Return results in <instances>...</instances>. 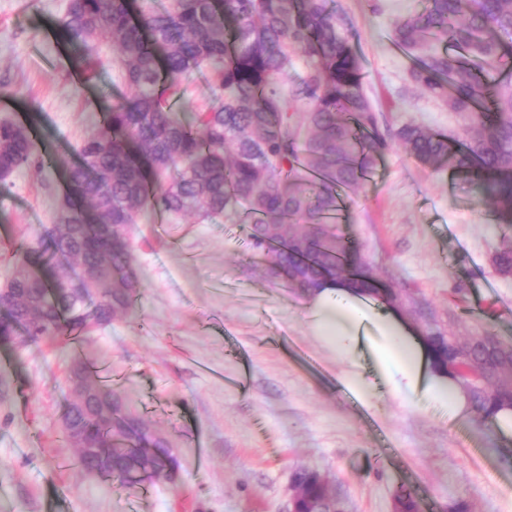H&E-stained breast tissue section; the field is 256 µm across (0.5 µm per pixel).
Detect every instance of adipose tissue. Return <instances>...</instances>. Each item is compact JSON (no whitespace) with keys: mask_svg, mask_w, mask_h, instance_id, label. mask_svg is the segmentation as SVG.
<instances>
[{"mask_svg":"<svg viewBox=\"0 0 512 512\" xmlns=\"http://www.w3.org/2000/svg\"><path fill=\"white\" fill-rule=\"evenodd\" d=\"M304 306L314 335L349 360V386L369 397L376 394L372 383L358 370L356 354L365 341L388 394L412 409L444 403L450 415L463 413L464 397L448 378L432 368L421 339L370 296L330 280L306 298Z\"/></svg>","mask_w":512,"mask_h":512,"instance_id":"obj_1","label":"adipose tissue"}]
</instances>
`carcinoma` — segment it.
I'll list each match as a JSON object with an SVG mask.
<instances>
[{
  "label": "carcinoma",
  "mask_w": 512,
  "mask_h": 512,
  "mask_svg": "<svg viewBox=\"0 0 512 512\" xmlns=\"http://www.w3.org/2000/svg\"><path fill=\"white\" fill-rule=\"evenodd\" d=\"M68 0L57 20L64 41L84 52L108 45L130 97L104 107L96 133L66 169V227L39 232L18 252L0 291V341L24 334L26 345L60 344L69 371H81L92 404L67 405L71 426L84 432L75 465L121 487L177 475V450L128 407L124 393L93 376L74 348L96 329L137 313L142 298L131 235L158 214L195 215L204 222L246 212L249 236L268 249L273 277L288 276L303 293L342 277L352 288L389 304L402 301L375 280L328 217L342 210L340 191L359 185L388 148L348 30L330 0ZM392 40L413 59L411 79L448 111L466 119L462 146L420 126L397 132L417 161L446 168L489 200L512 224V0H416L392 23ZM301 60L304 79L288 81ZM208 72L213 98L186 119V83ZM33 162L29 129L0 123V188ZM71 261L75 275L58 272ZM512 276V241L492 256ZM81 280L85 296L70 282ZM434 368L465 387L482 423L512 409V345L485 331L460 339L421 307ZM112 449L99 469L93 448ZM296 512H340L334 486L314 473L294 475ZM397 512H422L407 488L393 497Z\"/></svg>",
  "instance_id": "cac0c4a2"
}]
</instances>
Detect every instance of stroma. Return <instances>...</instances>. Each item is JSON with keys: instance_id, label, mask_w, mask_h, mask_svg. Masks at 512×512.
I'll use <instances>...</instances> for the list:
<instances>
[{"instance_id": "1", "label": "stroma", "mask_w": 512, "mask_h": 512, "mask_svg": "<svg viewBox=\"0 0 512 512\" xmlns=\"http://www.w3.org/2000/svg\"><path fill=\"white\" fill-rule=\"evenodd\" d=\"M67 3L0 0V122L29 126L38 160L0 194V286L18 248L54 223L65 166L105 103L130 93L110 47L92 82L69 63L54 27ZM334 4L353 27L365 92L390 142L347 192L337 235L439 325L512 344V278L491 263L512 229L469 181L420 163L396 136L415 124L454 137L463 124L413 84V60L392 41V21L412 0ZM132 241L139 312L97 330L82 353L171 441L181 468L136 490L76 468L62 435L66 356L53 343L0 344V512H281L301 467L329 473L351 512H393L402 486L423 512H449L459 499L471 512H512V462L499 454L512 436L437 406L413 411L352 391L348 362L313 335L302 297L270 276L238 217L141 224Z\"/></svg>"}]
</instances>
